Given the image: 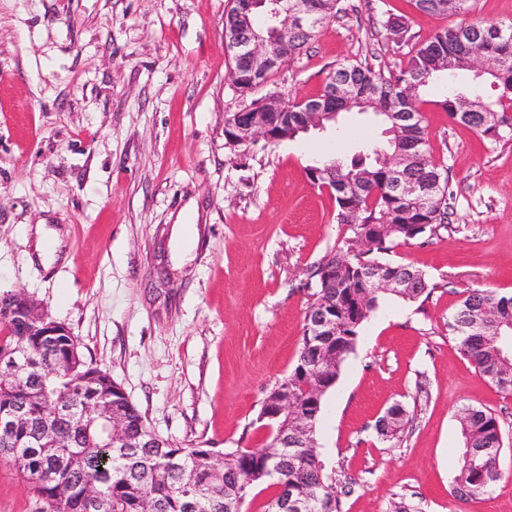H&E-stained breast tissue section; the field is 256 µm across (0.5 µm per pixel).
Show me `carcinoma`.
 <instances>
[{
  "label": "carcinoma",
  "mask_w": 512,
  "mask_h": 512,
  "mask_svg": "<svg viewBox=\"0 0 512 512\" xmlns=\"http://www.w3.org/2000/svg\"><path fill=\"white\" fill-rule=\"evenodd\" d=\"M341 0H284L281 3L288 59H293L339 12ZM419 12L438 17L457 15L460 23L438 30L430 39L404 53L398 71L385 74L361 63L346 62L334 69L317 98L280 110L265 104L259 111L276 134L275 140H292V131L303 123L314 103L340 112H370L385 125L382 144L367 142L348 160L317 175H307L317 187L334 192L336 223L346 226L342 246L336 251V280H320L318 266L308 271L303 287L308 306L302 347L296 366L286 377L288 391L300 404L311 424L318 408L304 392L302 365L317 378L325 373L317 336L308 331L309 317L325 304L336 307V335L325 336L326 348H336L341 358L354 352L360 330L381 301L389 296L416 301L431 294L422 271L393 265L381 255L398 242L431 237L449 224L448 173L427 150L423 125L422 94L439 82L438 105L449 119L477 130L491 142H512V25L466 21L471 0H412ZM244 31L239 15L224 16V45L231 49ZM467 50L483 57L494 70L490 83L499 90L484 99L472 89L471 76L456 52ZM233 82L251 92L270 72L256 73L241 57L233 56ZM406 153L407 168L396 173L386 163L388 155ZM400 182L422 189L404 194ZM374 268L409 279L410 287L391 295L370 286ZM492 317L474 329L484 310ZM461 353L492 384L512 394V296L488 289L464 293L448 321ZM30 357L31 369L13 378L0 376V419L24 409L25 417L9 437L0 436V448H9V461L47 504V512H98L95 498L108 512H242L248 490L256 483L285 486L288 512H341L336 479L327 474L317 449L300 448L288 427L289 448L272 458L267 447L237 449L226 453L224 467L215 472L203 464V448H179L168 441H154L153 431L141 411L129 399L121 401L125 418L124 448L112 447L106 429L112 410V377L89 365L75 336L51 340L26 335L19 323L0 320V356ZM86 412L82 424L69 412ZM387 428L380 431L393 439L402 430L404 410L390 408ZM458 421L464 451L454 496L467 501L487 494L501 479L498 456L503 432L496 415L487 409L466 406Z\"/></svg>",
  "instance_id": "cac0c4a2"
}]
</instances>
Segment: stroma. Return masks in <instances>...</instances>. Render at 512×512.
Here are the masks:
<instances>
[{
	"instance_id": "stroma-1",
	"label": "stroma",
	"mask_w": 512,
	"mask_h": 512,
	"mask_svg": "<svg viewBox=\"0 0 512 512\" xmlns=\"http://www.w3.org/2000/svg\"><path fill=\"white\" fill-rule=\"evenodd\" d=\"M229 0H0V292L22 290L79 340L172 445L259 448L266 396L300 354L310 266L345 233L313 160L381 139L367 114L271 145L229 143L224 120L253 100L316 95L344 62L396 70L407 46L458 24L411 0H342L322 33L256 91L229 76ZM427 92L426 139L448 171L452 222L384 262L421 270L424 303L385 301L323 398L316 444L340 476L342 512H512V394L448 334L465 290L512 295V143L450 122ZM197 225L185 261L170 237ZM59 257L33 253L35 225ZM407 413L398 439L375 425ZM499 418L501 479L452 494L459 409ZM0 460V512H46Z\"/></svg>"
}]
</instances>
